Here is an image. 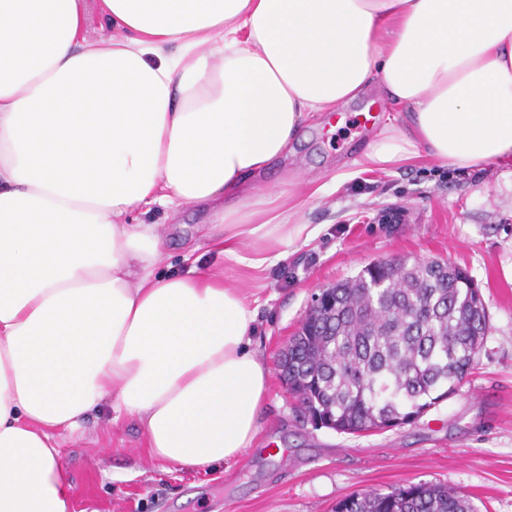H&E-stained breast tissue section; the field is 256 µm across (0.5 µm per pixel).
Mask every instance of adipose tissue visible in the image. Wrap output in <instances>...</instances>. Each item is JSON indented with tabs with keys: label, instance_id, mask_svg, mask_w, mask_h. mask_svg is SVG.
Returning a JSON list of instances; mask_svg holds the SVG:
<instances>
[{
	"label": "adipose tissue",
	"instance_id": "obj_1",
	"mask_svg": "<svg viewBox=\"0 0 512 512\" xmlns=\"http://www.w3.org/2000/svg\"><path fill=\"white\" fill-rule=\"evenodd\" d=\"M0 0V512H72L62 440L103 401L185 468L235 462L269 369L222 267L127 217L210 203L250 269L305 224L261 174L312 117L378 83L407 107L370 165L512 162V0ZM86 16L85 35L89 39L97 40L112 37V34L116 35L108 18L99 12L94 1H88Z\"/></svg>",
	"mask_w": 512,
	"mask_h": 512
}]
</instances>
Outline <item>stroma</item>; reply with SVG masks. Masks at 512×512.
I'll return each instance as SVG.
<instances>
[{
  "instance_id": "stroma-1",
  "label": "stroma",
  "mask_w": 512,
  "mask_h": 512,
  "mask_svg": "<svg viewBox=\"0 0 512 512\" xmlns=\"http://www.w3.org/2000/svg\"><path fill=\"white\" fill-rule=\"evenodd\" d=\"M397 114L374 84L361 100L309 119L267 179L295 176L310 236L266 269L224 267L257 299L252 347L270 369L252 448L226 469H188L155 459L137 420L102 407L63 443L74 512H335L353 493L418 482L457 487L478 512H512V165H367V145ZM210 218L193 205H155L128 221L157 225L166 240L161 267L174 272L187 247L207 256ZM391 258L468 272L489 324L476 369L414 423L368 434L314 427L278 359L314 293Z\"/></svg>"
}]
</instances>
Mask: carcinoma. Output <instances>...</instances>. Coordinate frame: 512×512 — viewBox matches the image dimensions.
I'll use <instances>...</instances> for the list:
<instances>
[{
    "label": "carcinoma",
    "instance_id": "carcinoma-1",
    "mask_svg": "<svg viewBox=\"0 0 512 512\" xmlns=\"http://www.w3.org/2000/svg\"><path fill=\"white\" fill-rule=\"evenodd\" d=\"M467 274L437 260H380L332 287L334 302L288 343L285 378L303 412L346 434L422 414L471 373L488 329ZM336 512H475L427 482L354 493Z\"/></svg>",
    "mask_w": 512,
    "mask_h": 512
}]
</instances>
